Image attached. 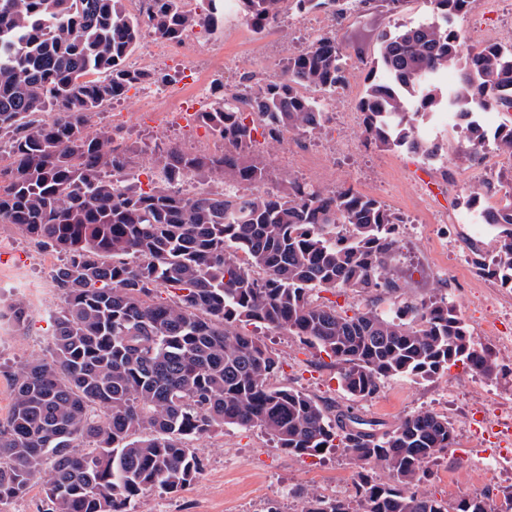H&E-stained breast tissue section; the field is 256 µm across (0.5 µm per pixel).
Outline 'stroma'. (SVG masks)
<instances>
[{"instance_id": "35a3bbf8", "label": "stroma", "mask_w": 512, "mask_h": 512, "mask_svg": "<svg viewBox=\"0 0 512 512\" xmlns=\"http://www.w3.org/2000/svg\"><path fill=\"white\" fill-rule=\"evenodd\" d=\"M429 14L428 0H409L397 15L369 6L350 8L341 17L323 11L291 10L270 31L258 34L231 7L216 29L194 28L188 42L171 45L155 72L178 71L193 45L198 44L211 50L198 64L213 81L229 90L246 82L256 90L278 78L289 55L307 48L311 32L324 26L349 50L359 51V59L350 62L345 89L327 102L324 128L304 136L305 151L257 136L255 154L268 168L267 186L284 190V178L289 175L330 189L350 186L388 204L404 219L400 227L404 250L395 266L405 280L407 296L416 300L435 294L450 296L473 338L489 349L499 365L498 382L488 385L485 379L467 376L461 367L454 366L430 379L389 380L375 398L353 404L340 387L339 367L331 365L324 354L285 333L258 331L249 324L242 331L259 333L279 355L284 364L283 384L319 401L353 405L358 414L381 422L387 429L420 409L448 417L455 428V442L429 463V474L419 490L451 503L469 488V471L460 467L459 460L478 445L468 427L469 416L482 409L495 410L498 403L512 396V354L503 352L497 332L486 324L494 309L492 281L478 270L479 263L494 260L496 235L477 231L462 183L469 172L480 182L512 180V162L503 158L494 168L481 163L467 170L457 167L454 154L461 134L440 116L420 127L422 134L440 148V156L433 163L363 142V114L358 101L370 73L368 63L377 50V33L425 20ZM453 27L461 33L494 32L500 42H512V0H477L473 10L457 18ZM141 93V87H132L127 98L103 105L92 118L93 127L111 129L130 157H138L148 147L165 150L212 142L211 133L200 125L188 133L176 127L163 130L151 118L131 116L128 101ZM415 187L421 188V199L410 196V189ZM0 238L14 244L13 251L0 261V293L23 299L27 308L23 327L12 326L0 333L1 423L12 405L13 370L22 362L46 355L50 348L49 313L58 307L61 293L49 268L59 265L63 256L41 248L10 224H0ZM192 446L203 461L194 483L175 495L146 493L137 500L135 512H156L160 507L166 512H269L273 507L278 512H301L297 490L325 496L337 479L344 483L346 499L354 497L357 468L340 451L320 457L294 456L276 448L259 429L238 427L193 440Z\"/></svg>"}]
</instances>
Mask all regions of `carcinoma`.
<instances>
[{"label": "carcinoma", "instance_id": "1", "mask_svg": "<svg viewBox=\"0 0 512 512\" xmlns=\"http://www.w3.org/2000/svg\"><path fill=\"white\" fill-rule=\"evenodd\" d=\"M234 2L257 32L290 9L342 11L350 0H205L195 17L181 0H149L136 17L122 0H0V223L39 246L68 254L51 276L61 290L50 355L11 374L13 402L0 426V506L47 470L52 512H132L149 491L177 494L202 468L190 442L224 426L264 431L282 450L319 457L343 448L356 464L355 502L298 492L302 512H487L490 491L453 505L418 493L426 464L454 444L448 419L418 410L389 430L348 406L322 404L276 383L283 363L240 330L260 324L296 336L340 366L354 401L374 398L394 378L429 379L461 364L497 375L453 302L403 296L394 261L397 215L352 187L288 180L263 189L253 155L257 131L271 140L323 128L322 101L347 83L348 55L334 33L288 57L283 75L253 93L215 88L198 120L224 149L173 147L149 156L162 184L145 190L110 132L89 131L92 115L143 83L129 54L147 29L180 44L194 27L214 28ZM431 19L379 35L376 72L359 102L367 142L422 159L439 147L418 122L447 110L512 111V42L461 50L451 22L476 0H429ZM458 67L445 90L441 75ZM455 150L472 166L490 146L512 159V126L488 140L475 120ZM230 174L228 194L186 196L182 184ZM484 182L467 204L501 226L496 259L483 273L512 288V186L493 206ZM171 288L169 300L154 293ZM315 290L364 295L348 315ZM387 308L378 310V304ZM390 473L377 481L370 471Z\"/></svg>", "mask_w": 512, "mask_h": 512}]
</instances>
